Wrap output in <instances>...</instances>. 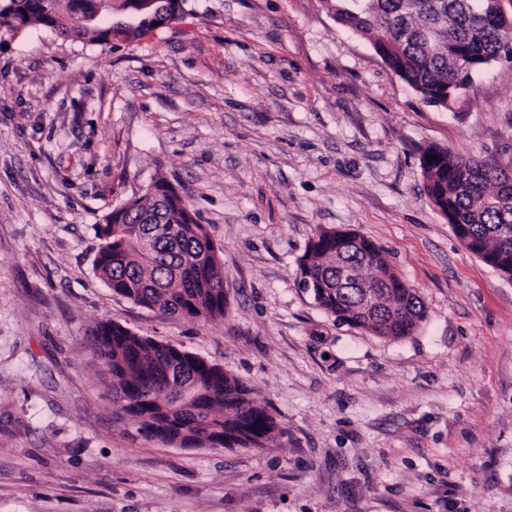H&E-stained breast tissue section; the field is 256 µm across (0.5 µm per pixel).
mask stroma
<instances>
[{"mask_svg":"<svg viewBox=\"0 0 512 512\" xmlns=\"http://www.w3.org/2000/svg\"><path fill=\"white\" fill-rule=\"evenodd\" d=\"M131 42L0 36V512H512V280L423 191L431 144L512 161V65L425 103L322 0H185ZM166 178L203 224L222 320L117 296L98 227ZM380 246L426 317L388 339L301 288L321 229ZM101 321L250 388L268 448L118 422Z\"/></svg>","mask_w":512,"mask_h":512,"instance_id":"35a3bbf8","label":"stroma"}]
</instances>
